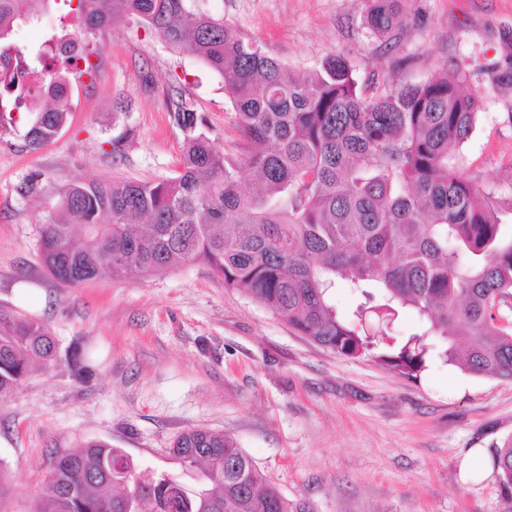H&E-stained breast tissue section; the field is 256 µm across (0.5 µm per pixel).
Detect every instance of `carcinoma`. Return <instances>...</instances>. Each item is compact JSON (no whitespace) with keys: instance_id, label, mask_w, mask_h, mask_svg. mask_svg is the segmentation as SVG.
<instances>
[{"instance_id":"cac0c4a2","label":"carcinoma","mask_w":512,"mask_h":512,"mask_svg":"<svg viewBox=\"0 0 512 512\" xmlns=\"http://www.w3.org/2000/svg\"><path fill=\"white\" fill-rule=\"evenodd\" d=\"M200 0H0V105L27 125L28 148L52 141L68 122L71 75L47 61L62 34L37 50L11 42L15 27L57 10L90 44L121 16L134 15L182 55L221 80L237 116L239 150L227 153L182 90L167 109L184 135L174 173L158 181L74 179L57 214L40 228L43 268L80 286L204 265L268 308L298 334L337 354L369 356L408 379L435 358L475 375L512 380V324L496 307L512 297V231L494 202L456 163L477 117L460 91L463 70L363 95L341 55L297 74L206 11ZM364 24L390 40L407 25L406 0H366ZM252 172L258 187L241 180ZM347 282L362 301L351 316L333 303ZM417 316L405 340L364 329L373 312ZM56 343L42 323L0 308V394L47 369ZM169 452L184 470L214 462L186 491L183 512H312L270 485L252 458L222 432L179 434ZM512 512V439L497 449ZM181 481L142 470L120 448L90 441L59 454L35 512H142Z\"/></svg>"}]
</instances>
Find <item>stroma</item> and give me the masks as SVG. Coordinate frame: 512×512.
<instances>
[{"label": "stroma", "instance_id": "stroma-1", "mask_svg": "<svg viewBox=\"0 0 512 512\" xmlns=\"http://www.w3.org/2000/svg\"><path fill=\"white\" fill-rule=\"evenodd\" d=\"M209 11L305 73L346 57L359 85L416 83L462 62L476 127L460 166L512 225V0H412L396 39L365 28V0H203ZM95 68L77 79L70 117L44 147L23 124L0 129V307L44 323L57 343L48 369L0 396V512H34L54 454L103 440L141 468L181 475L168 450L192 428L231 436L269 482L313 512H501L493 454L512 438V381L433 361L415 380L371 358L337 355L294 332L206 267L149 277L57 283L38 261L39 227L73 179L160 180L183 133L170 119L172 82L212 138L238 145L236 113L218 77L174 52L136 18L98 34ZM131 100L114 113L116 98ZM130 137L121 152L111 140ZM41 175L40 193L23 186ZM94 371L81 379L74 351Z\"/></svg>", "mask_w": 512, "mask_h": 512}]
</instances>
